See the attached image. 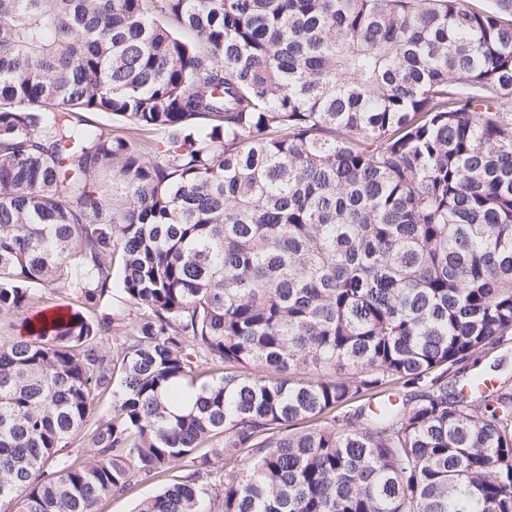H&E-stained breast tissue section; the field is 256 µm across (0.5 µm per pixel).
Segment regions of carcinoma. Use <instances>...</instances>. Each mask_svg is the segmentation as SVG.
Instances as JSON below:
<instances>
[{"mask_svg": "<svg viewBox=\"0 0 512 512\" xmlns=\"http://www.w3.org/2000/svg\"><path fill=\"white\" fill-rule=\"evenodd\" d=\"M493 3L0 0V313L93 312L0 342V502L512 512V392L448 380L512 336ZM33 292L39 296V301L35 304V308L26 314L2 313L0 315V336L2 340H10L19 334L17 326L25 316H31L35 312L46 309H54L56 305L68 304L72 310L88 312L83 305L77 302L70 294L67 288L59 289L58 292L41 289V286L34 285ZM183 475L181 468H173L159 477L139 482L124 495H104L99 503L98 512H137L139 502L155 494L162 486L174 482Z\"/></svg>", "mask_w": 512, "mask_h": 512, "instance_id": "carcinoma-1", "label": "carcinoma"}]
</instances>
